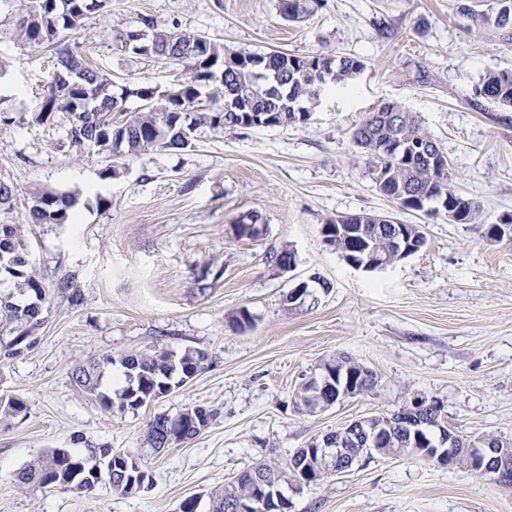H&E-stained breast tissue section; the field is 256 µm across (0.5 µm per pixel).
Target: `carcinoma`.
I'll list each match as a JSON object with an SVG mask.
<instances>
[{
    "mask_svg": "<svg viewBox=\"0 0 512 512\" xmlns=\"http://www.w3.org/2000/svg\"><path fill=\"white\" fill-rule=\"evenodd\" d=\"M321 0H279V13L293 23L305 21ZM496 15L483 14L480 22L494 23L500 28L512 27V0H499ZM102 6V0H28L26 20H18L13 30L15 41L25 45H53L57 50L56 71L49 86L65 79L57 91L48 93L38 104L34 120L44 124L60 119L65 124L67 139L75 147L92 145L96 154L106 158L126 154L136 155L153 148H186L191 134L199 126L211 128H251L252 114H266L287 128L310 120L318 105L321 92L331 87H345L364 67L350 56L316 53L297 55L286 52L226 53L224 44L201 34L176 32L162 28L151 19H142V28L130 30L114 38L123 53L153 58L169 65H183L190 76L166 90L143 83L133 88V94L145 102L138 110L126 109L124 95L109 90L110 80L88 65L83 55L65 45L64 35L79 30L90 13ZM478 94L492 104L512 107V71L488 73ZM402 131L404 149L390 153L383 149L393 126ZM353 140L362 149L375 175L379 192L404 210L417 211L422 205L411 204L410 196L430 204L444 200L462 210L461 223L477 224L480 204L462 196L453 184L448 159L437 140L423 127L419 117L395 103H385L368 113L353 131ZM431 146L438 153L437 165L430 167L422 148ZM75 205V198L53 190H38L32 194L29 217L33 224H62ZM324 227L335 235L337 251L347 257L345 238L356 233L365 242L362 252L354 259L363 260L369 252L385 258L389 264L399 261L392 241L399 231L407 233L415 247L421 246L425 235L418 224H374L359 214L327 221ZM29 241L23 224H0V269L15 279L17 293L0 295V340L13 342L20 348L36 339L44 322L43 311L56 296L73 305H80L84 295L66 278L49 281L29 265ZM208 358L205 351L192 349L175 355L166 350L151 353L129 352L107 354L72 372L77 392L96 401L108 412H133L175 387L201 368ZM121 368L124 384L118 387L104 382L105 374ZM26 412L25 402H0V421H10ZM157 416L149 422L145 438L153 449L164 447L157 431ZM117 479L111 486L115 494L137 493L132 487L139 481L135 457L116 451L108 445L96 448ZM61 449L52 448L30 461L17 474L22 489L52 487L56 483L71 486L81 492L92 491L95 484V464L89 452L74 453L80 463L73 478H66L60 469ZM289 463L283 470L267 463L257 467L277 472V487L288 481H299ZM248 469L236 481L209 495L207 512H229V500L242 499L254 493Z\"/></svg>",
    "mask_w": 512,
    "mask_h": 512,
    "instance_id": "cac0c4a2",
    "label": "carcinoma"
}]
</instances>
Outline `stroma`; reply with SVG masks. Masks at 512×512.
Returning a JSON list of instances; mask_svg holds the SVG:
<instances>
[{
	"instance_id": "35a3bbf8",
	"label": "stroma",
	"mask_w": 512,
	"mask_h": 512,
	"mask_svg": "<svg viewBox=\"0 0 512 512\" xmlns=\"http://www.w3.org/2000/svg\"><path fill=\"white\" fill-rule=\"evenodd\" d=\"M470 14H462L460 4ZM26 0H0V183L29 224L31 195L70 193L72 221L29 224L30 260L47 279L72 277L85 300L55 298L38 341L0 365V395L24 400V419L0 423V512H179L264 461L298 450L351 421L437 400L456 434L512 441V245L487 229L512 213V108L478 96L486 73L512 69V28L479 25L498 0H325L306 22L284 20L278 0H105L67 44L116 86L167 89L187 78L120 52L117 32L150 18L208 36L230 52L352 56L364 68L349 87L321 95L299 128H199L184 149L157 148L118 163L73 147L58 122L32 113L53 72L48 49L13 39ZM393 38L381 37V23ZM384 103L414 112L443 149L461 193L481 204L477 224L401 209L382 196L352 129ZM260 216L256 237L240 215ZM390 215L421 225L426 245L377 272L349 266L321 233L327 219ZM291 249L283 273L271 253ZM311 294L287 295L299 282ZM248 310L251 327L231 318ZM202 349L196 376L134 411L108 413L74 391L72 371L104 354ZM346 356L374 372L363 395L315 413L291 402L325 363ZM200 406L213 418L192 441L154 451L155 417ZM82 436L73 444L74 436ZM103 444L139 457L142 491L21 490L18 471L50 448ZM288 512H512V490L462 465L418 456L362 460L317 483L283 489Z\"/></svg>"
}]
</instances>
